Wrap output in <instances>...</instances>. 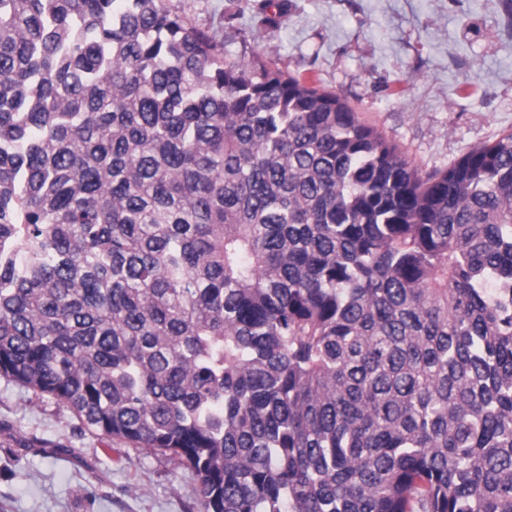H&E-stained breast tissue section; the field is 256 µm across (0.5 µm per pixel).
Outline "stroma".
<instances>
[{
	"mask_svg": "<svg viewBox=\"0 0 512 512\" xmlns=\"http://www.w3.org/2000/svg\"><path fill=\"white\" fill-rule=\"evenodd\" d=\"M229 60L336 93L415 166L444 170L512 132L501 0H173ZM191 470L85 428L0 379V512H199Z\"/></svg>",
	"mask_w": 512,
	"mask_h": 512,
	"instance_id": "1",
	"label": "stroma"
}]
</instances>
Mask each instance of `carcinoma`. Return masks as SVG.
I'll return each mask as SVG.
<instances>
[{
  "mask_svg": "<svg viewBox=\"0 0 512 512\" xmlns=\"http://www.w3.org/2000/svg\"><path fill=\"white\" fill-rule=\"evenodd\" d=\"M0 378L200 512H512V133L424 174L169 0H0Z\"/></svg>",
  "mask_w": 512,
  "mask_h": 512,
  "instance_id": "cac0c4a2",
  "label": "carcinoma"
}]
</instances>
